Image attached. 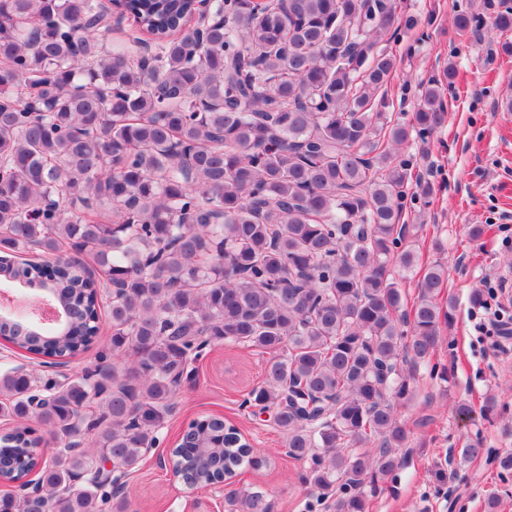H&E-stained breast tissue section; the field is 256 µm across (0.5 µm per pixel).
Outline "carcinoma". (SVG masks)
<instances>
[{
	"label": "carcinoma",
	"instance_id": "obj_1",
	"mask_svg": "<svg viewBox=\"0 0 512 512\" xmlns=\"http://www.w3.org/2000/svg\"><path fill=\"white\" fill-rule=\"evenodd\" d=\"M400 6L215 0L198 29L185 26L193 0H129L156 43L143 55L106 49L100 0H0V280L19 260L25 288L65 312L53 327L0 319V338L65 359L106 323L121 358L60 384L0 373V415L43 430L4 436L5 475L44 488L0 497V512H128L105 461L139 468L209 343L269 355L243 403L287 435L308 512H367L407 444L397 407L413 370L455 316L438 301L444 265H419L408 241L403 213L433 185L408 192L399 148L442 125L457 71L419 86L409 122L388 121ZM454 25L466 37L484 20L463 11ZM492 26L511 32L512 8ZM395 269L418 276L408 314ZM46 435L63 448L39 468ZM173 455L200 487L269 463L214 415L191 421ZM230 505L273 512L261 491Z\"/></svg>",
	"mask_w": 512,
	"mask_h": 512
}]
</instances>
